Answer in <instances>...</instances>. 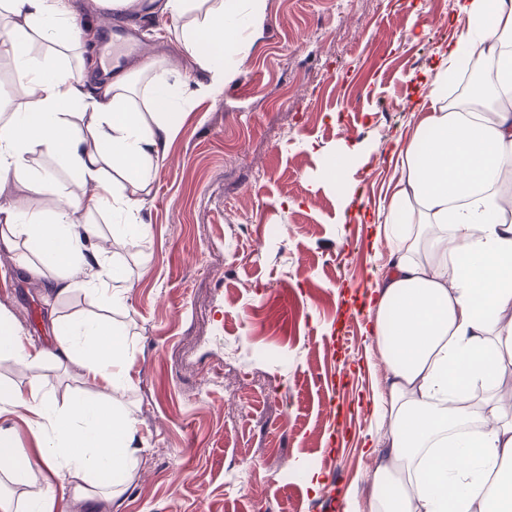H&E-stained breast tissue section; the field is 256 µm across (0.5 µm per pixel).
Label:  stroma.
Wrapping results in <instances>:
<instances>
[{"mask_svg":"<svg viewBox=\"0 0 512 512\" xmlns=\"http://www.w3.org/2000/svg\"><path fill=\"white\" fill-rule=\"evenodd\" d=\"M76 3L112 23L90 55L66 50L71 70L101 72L132 30L156 66L176 58L179 77L201 78L160 0L110 14ZM458 17L457 0H266L236 79L182 105L142 202L147 235L93 216L133 284L123 307L80 288L49 314L41 283L0 247V306L26 338L53 343L55 321L94 314L127 332L130 386L112 404L135 416L142 450L110 512H314L370 496L365 442L382 428L369 403L387 365L359 299L387 251L368 248L357 216L387 204V148L421 120L422 79ZM30 160L60 194L14 181L1 194L48 211L77 191L59 158ZM43 375L60 401L101 394L74 364Z\"/></svg>","mask_w":512,"mask_h":512,"instance_id":"1","label":"stroma"}]
</instances>
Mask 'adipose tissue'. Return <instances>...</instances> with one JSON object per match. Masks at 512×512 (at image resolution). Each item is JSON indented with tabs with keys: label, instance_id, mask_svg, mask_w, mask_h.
<instances>
[{
	"label": "adipose tissue",
	"instance_id": "ef3b65f1",
	"mask_svg": "<svg viewBox=\"0 0 512 512\" xmlns=\"http://www.w3.org/2000/svg\"><path fill=\"white\" fill-rule=\"evenodd\" d=\"M163 10L183 19L181 44L209 79L172 83L155 74L139 108L128 93L142 68L75 77L55 56L54 46L75 40V0H0V57L25 79L24 102L0 122V185L12 178L31 193H56L55 175L30 165L40 145L81 187L50 212L0 203V245L44 279L47 302L79 286L109 307L124 305L132 284L97 225L79 214L119 210V232L144 235L139 196L168 157L177 132L169 115L234 78V57L256 35L265 0H165ZM459 12L464 28L429 78L431 108L392 149L389 202L364 218L371 249L389 252L362 300L366 334L389 375L372 400L384 428L369 444L372 493L344 512H512V470L503 468L512 463V407L492 394L512 351V196L500 177L512 160V0H461ZM460 68L483 75L471 112L444 104L448 77ZM46 263L56 269L49 278ZM0 357L37 371L23 388L0 383V415H20L35 437L21 448L12 428L0 426V475L28 488L36 512H50L51 479L60 475L77 503L111 500L100 478L134 461V416L78 395L58 404L38 370L74 363L102 389L126 388L123 326L75 319L46 347L27 341L0 307Z\"/></svg>",
	"mask_w": 512,
	"mask_h": 512
}]
</instances>
